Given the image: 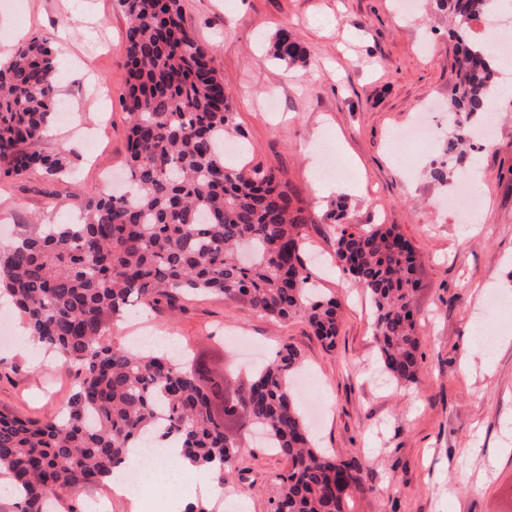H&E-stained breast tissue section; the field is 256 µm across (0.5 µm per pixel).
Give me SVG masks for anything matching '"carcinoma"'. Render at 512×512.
Listing matches in <instances>:
<instances>
[{
  "label": "carcinoma",
  "instance_id": "obj_1",
  "mask_svg": "<svg viewBox=\"0 0 512 512\" xmlns=\"http://www.w3.org/2000/svg\"><path fill=\"white\" fill-rule=\"evenodd\" d=\"M490 0H438L462 41L460 82L450 111H488L500 70L461 23L491 13ZM127 25L123 109L129 119L126 186L83 198L72 224H35L0 247V298L30 335L75 369V392L60 417L0 412V480L18 489L16 512H48L63 489L101 486L149 436L178 442L218 484L239 453L226 433L240 417L261 428L288 470L273 482L272 512H348L365 489L360 452L337 459L310 439L291 387L301 354L291 345L225 398L223 370L188 364L165 349L138 350L109 339L138 306L172 312L190 294H212L279 322L304 320L332 347L341 323L336 299L311 283L302 257L315 216L273 171L230 168L220 149L237 129L224 75L186 27L181 0H118ZM59 48L43 37L0 65V172L49 178L70 172L68 154L37 149L59 119ZM273 56L306 63L301 42L278 35ZM334 224L336 262L368 293L373 336L388 377L406 386L420 370L414 296L418 254L396 224Z\"/></svg>",
  "mask_w": 512,
  "mask_h": 512
}]
</instances>
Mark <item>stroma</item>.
Wrapping results in <instances>:
<instances>
[{
	"label": "stroma",
	"mask_w": 512,
	"mask_h": 512,
	"mask_svg": "<svg viewBox=\"0 0 512 512\" xmlns=\"http://www.w3.org/2000/svg\"><path fill=\"white\" fill-rule=\"evenodd\" d=\"M186 22L223 73L235 122L246 147L244 163L274 170L318 216L307 250L325 263L313 278L342 305L335 347L328 348L301 320L277 323L249 308L207 296L183 312H147L112 326L128 343L141 325L196 349L211 347L224 329L211 366L245 381L253 367L240 343L271 356L290 344L303 360L309 385L299 404L327 408L311 431L319 447L344 456L364 449L368 489L354 493L349 512H512V96L497 104L490 146L446 161L449 136L473 131L482 115L434 113L433 132L411 164L398 159L397 135L427 102H449L459 83V54L448 36V13L421 0L410 16L397 0H182ZM61 44L56 89L68 120L56 122L39 148L73 151L71 177L49 180L32 172L0 177V245L21 225L65 224L78 197L103 194L102 176L122 167L128 120L125 83L126 21L116 0H0V52L14 51L15 29ZM286 32L303 44L297 68L275 60L272 44ZM338 134L325 140L354 170L345 192L353 224H395L421 256L414 307L420 319L421 372L401 387L378 371L373 312L364 290L338 269L334 236L321 217L331 204L312 181L307 148L319 125ZM447 162L436 181L433 167ZM477 201L472 224L456 222L450 195ZM483 282L475 294V282ZM10 337L0 342V411L31 419L63 411L75 387L58 360L36 350L20 354L18 322L0 310ZM242 442L224 470L235 493L224 512H269L268 491L285 462L255 433L230 427Z\"/></svg>",
	"instance_id": "1"
}]
</instances>
